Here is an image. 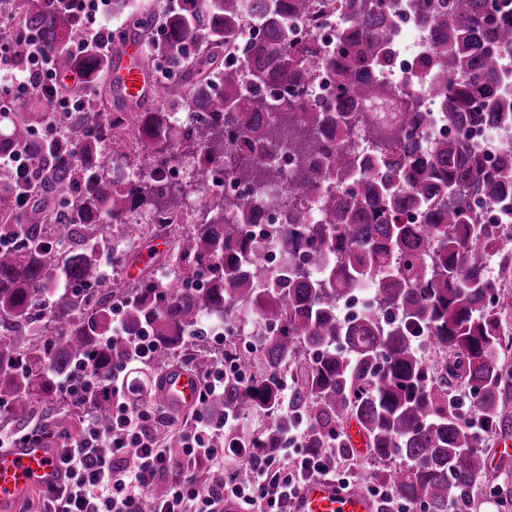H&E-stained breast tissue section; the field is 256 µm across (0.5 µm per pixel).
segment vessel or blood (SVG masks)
<instances>
[{
	"label": "vessel or blood",
	"mask_w": 512,
	"mask_h": 512,
	"mask_svg": "<svg viewBox=\"0 0 512 512\" xmlns=\"http://www.w3.org/2000/svg\"><path fill=\"white\" fill-rule=\"evenodd\" d=\"M143 51L140 38L126 39L115 53L107 79L114 95L132 103L150 100L156 89L138 64ZM199 388L196 372L173 367L164 372L159 394L167 404L189 410L197 403ZM61 480L54 451L43 443L31 441L0 451V508L30 489ZM293 512H374V505L365 494L342 490L329 480H318L301 489L293 501Z\"/></svg>",
	"instance_id": "1"
}]
</instances>
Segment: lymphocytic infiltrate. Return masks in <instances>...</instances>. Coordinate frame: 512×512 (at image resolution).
<instances>
[{
  "mask_svg": "<svg viewBox=\"0 0 512 512\" xmlns=\"http://www.w3.org/2000/svg\"><path fill=\"white\" fill-rule=\"evenodd\" d=\"M74 20L71 53L82 55L92 45L107 48L110 28L99 23L110 0H57ZM30 47L24 61H17L15 45ZM37 34L0 35V72L12 73L11 82H0V105L17 97L40 92L54 120L43 137L56 139L57 123L72 112L84 111L83 95L59 94L63 78ZM113 336H126L122 320H114ZM127 348L108 374H66L61 385L76 408L77 434L52 429L46 418L36 420L37 440L57 450V464L64 473L60 484L40 489L38 512H142L144 502L159 480H167L164 497L148 501L151 512H224L227 502L241 512H292L291 502L306 483L336 479L349 485L347 471L337 469L336 451L305 447L308 426L293 403V388L281 383L279 414L288 419L276 448H228L226 431L237 428L234 413L215 414L208 405L223 394L229 378L243 377L239 361L217 358L201 380L196 408L189 419L159 406L132 404L124 373L132 363H153L159 350L151 337L126 336ZM111 392L112 416L101 421L87 389Z\"/></svg>",
  "mask_w": 512,
  "mask_h": 512,
  "instance_id": "f902f5d3",
  "label": "lymphocytic infiltrate"
}]
</instances>
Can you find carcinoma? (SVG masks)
<instances>
[{
  "label": "carcinoma",
  "instance_id": "obj_1",
  "mask_svg": "<svg viewBox=\"0 0 512 512\" xmlns=\"http://www.w3.org/2000/svg\"><path fill=\"white\" fill-rule=\"evenodd\" d=\"M401 9L428 23L431 49L413 75L456 129L428 143L420 135L428 113L414 93L400 96L396 120L367 108L392 104L397 92L374 78L393 62L400 14L390 0H179L164 12L147 56L178 79L158 82L149 104H113L135 113L128 132L114 131L106 111L109 62L63 48L70 17L52 0H0V20L38 34L55 66L81 72L93 91L87 111L67 119L60 148L37 139L49 113L27 98L0 114L10 122L0 157L26 152L39 177L35 190L55 194L28 216L12 192H0V238L23 239L0 249L1 422L29 434L34 411L51 401L60 407L56 426L68 431L72 403L60 375L80 365L112 369L125 348L122 338L106 339L117 298L128 335L149 334L162 354L202 339L208 318L229 332L248 318L265 328L256 350L266 375L226 383L215 404L240 415L274 412L278 376L292 364L308 447H325L330 428L352 419L373 458L405 461L397 471L363 469L356 485H387L421 512H468L490 448L469 425L457 388L476 396L486 428L512 417L505 367L512 332L489 303L495 287L512 285V218L484 224L471 200L512 199V149L489 166L464 132L512 127V93L502 91L512 5L404 0ZM128 11L134 22L117 39L152 36L155 12L112 0V12ZM336 15L343 24L335 45L317 58V34ZM298 20L308 24L303 46L293 40ZM250 22L259 38L239 41ZM322 70L336 77L330 100L311 94ZM135 143L148 154L144 167L132 159ZM282 147L294 159L288 173L268 161ZM196 158L189 179L157 183L155 173ZM114 160L132 170L123 187L108 175ZM217 172L283 187L267 199L283 206L281 223L256 236L252 202L210 191ZM196 194L200 208L186 210ZM412 210L423 223L406 222ZM163 212L188 225L155 259L173 279L105 286L97 247L106 228L118 233L128 263L146 235L141 220ZM51 228L71 242L68 250L51 249ZM264 244L284 248L286 271L262 264ZM191 279L206 286L186 287ZM361 290L369 292L363 310L341 316ZM425 342L438 351L432 369Z\"/></svg>",
  "mask_w": 512,
  "mask_h": 512
}]
</instances>
